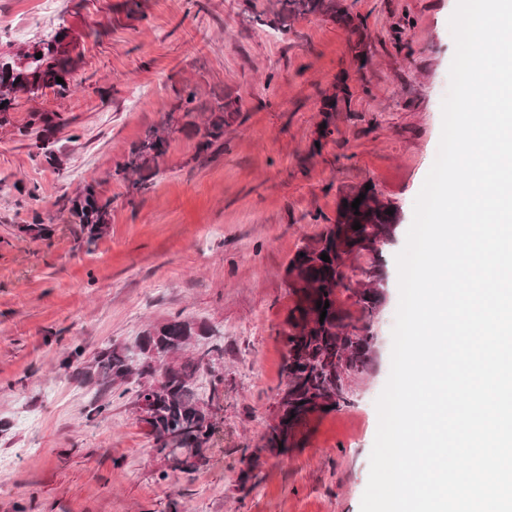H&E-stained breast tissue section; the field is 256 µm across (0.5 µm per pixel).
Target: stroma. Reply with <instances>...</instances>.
I'll list each match as a JSON object with an SVG mask.
<instances>
[{"label":"stroma","mask_w":512,"mask_h":512,"mask_svg":"<svg viewBox=\"0 0 512 512\" xmlns=\"http://www.w3.org/2000/svg\"><path fill=\"white\" fill-rule=\"evenodd\" d=\"M113 2L54 0L47 15L42 0H0V60L62 27L82 54L69 95L20 98L0 126V512H360L391 370L395 257L438 153L457 0H338L347 21L284 25L278 0H141L144 21L109 27ZM188 85L238 100L224 153L196 157L175 133L156 186L129 196L113 170ZM341 92L349 108L313 153L323 101ZM35 110L68 122L53 159H31L18 132ZM91 181L112 201L92 246L55 206ZM369 184L398 209L372 368L352 380L351 406L311 417L301 446L271 453L288 264ZM37 218L45 234L24 233ZM176 316L224 333L209 462L190 473L155 453L132 394L89 419L95 388L72 357Z\"/></svg>","instance_id":"obj_1"}]
</instances>
